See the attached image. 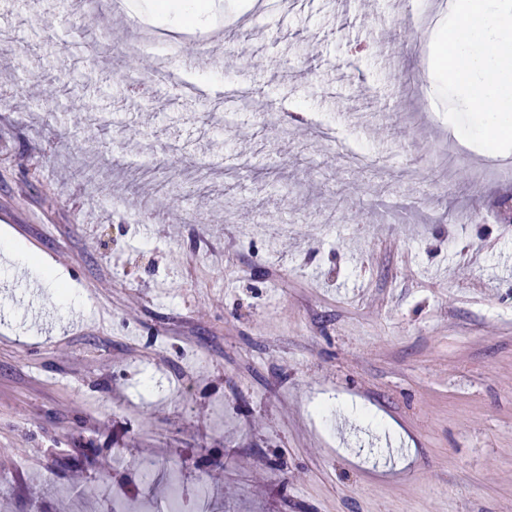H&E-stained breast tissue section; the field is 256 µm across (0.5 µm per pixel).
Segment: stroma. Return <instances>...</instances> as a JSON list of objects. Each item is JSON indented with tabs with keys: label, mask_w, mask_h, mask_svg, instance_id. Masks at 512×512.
Masks as SVG:
<instances>
[{
	"label": "stroma",
	"mask_w": 512,
	"mask_h": 512,
	"mask_svg": "<svg viewBox=\"0 0 512 512\" xmlns=\"http://www.w3.org/2000/svg\"><path fill=\"white\" fill-rule=\"evenodd\" d=\"M411 12L296 0L244 27L256 69L128 58L182 26L147 0L81 35L0 0V212L84 295L0 249V512L163 500L174 465L213 512H512V151L448 121ZM171 64L157 97L117 78Z\"/></svg>",
	"instance_id": "obj_1"
}]
</instances>
